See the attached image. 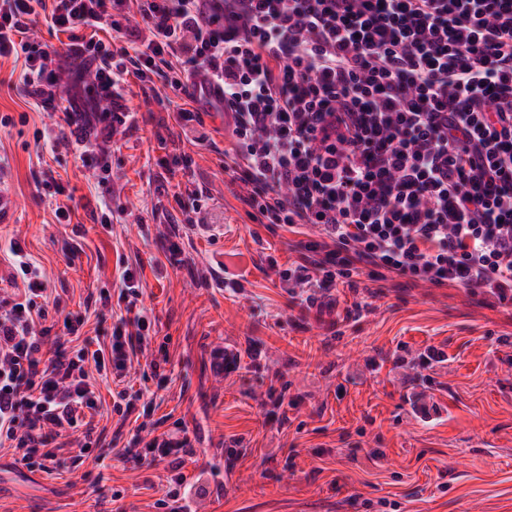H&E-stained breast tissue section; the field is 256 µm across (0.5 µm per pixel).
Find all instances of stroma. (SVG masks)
Segmentation results:
<instances>
[{"label": "stroma", "instance_id": "obj_1", "mask_svg": "<svg viewBox=\"0 0 512 512\" xmlns=\"http://www.w3.org/2000/svg\"><path fill=\"white\" fill-rule=\"evenodd\" d=\"M22 72L0 61V117L13 119L0 124V173L17 203L0 224V275L11 272L9 242L18 240L45 276L48 321L85 315L89 337L105 340L112 315L95 301L117 294L122 263L138 266L155 316L142 362L165 361L170 381H149L153 404L135 407L121 445L135 447L139 426L183 421L195 454L182 471L193 483L210 478V449L240 439L242 456L221 461L232 479L205 498L206 512H512V307L364 273L332 290L333 307L306 308L269 263L288 268L314 233L249 216L245 186L224 171L221 113L202 112L209 138L189 142L171 107L127 75L136 123L118 135L104 171L86 164L82 146L54 152L36 140L39 130L57 134V113L26 95ZM49 173L73 191L70 223L57 221L54 197L39 188ZM202 215L213 225L187 229ZM174 224L176 265L167 259ZM217 266L222 287L204 281ZM224 346L241 363L220 378L210 357ZM430 348L446 360L428 371L418 360ZM422 392L439 408L427 423L412 409ZM278 394L292 400L288 412ZM167 475L166 465L109 452L32 472L1 452L0 512H158Z\"/></svg>", "mask_w": 512, "mask_h": 512}]
</instances>
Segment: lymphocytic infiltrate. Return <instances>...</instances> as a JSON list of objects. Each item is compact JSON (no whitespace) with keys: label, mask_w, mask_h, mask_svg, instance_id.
Instances as JSON below:
<instances>
[{"label":"lymphocytic infiltrate","mask_w":512,"mask_h":512,"mask_svg":"<svg viewBox=\"0 0 512 512\" xmlns=\"http://www.w3.org/2000/svg\"><path fill=\"white\" fill-rule=\"evenodd\" d=\"M0 0V59L23 62L43 104L68 77L72 97L58 145L93 142L106 164L125 119L108 111L126 75L161 78L179 123L198 120L201 75L224 86V169L247 188L256 221L315 229L301 261L279 271L289 288L317 291L359 265L415 283L463 288L512 305V0ZM68 33L48 50L27 32L38 18ZM110 29L113 43L97 38ZM92 37H85V30ZM18 272L0 299V449L49 471L70 448H101L98 384H115L127 419L145 395L129 377L150 340L137 271L125 267L124 314L93 345L85 320L46 322L39 271ZM183 422L145 440L143 460L168 463L161 512H184Z\"/></svg>","instance_id":"f902f5d3"}]
</instances>
